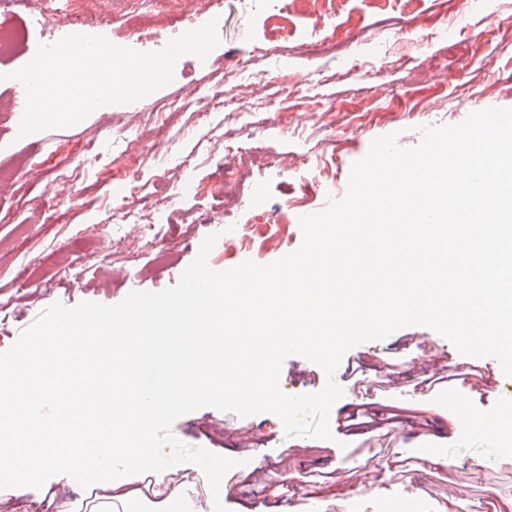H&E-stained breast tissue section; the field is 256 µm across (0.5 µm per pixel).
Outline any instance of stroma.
I'll return each instance as SVG.
<instances>
[{"label": "stroma", "mask_w": 512, "mask_h": 512, "mask_svg": "<svg viewBox=\"0 0 512 512\" xmlns=\"http://www.w3.org/2000/svg\"><path fill=\"white\" fill-rule=\"evenodd\" d=\"M37 9L46 20L32 23L27 49L0 52V168L8 172L0 179V299L9 303L0 352L54 304L113 305L134 290L176 285L203 239L224 229L218 186H244L236 223L262 213L287 225L278 246L247 252L245 259L266 265L300 247V215L345 196L352 164L375 138L393 133L408 149L420 143V127L512 108V0H477L464 21L458 0H224L219 46L203 61L180 58V82L20 139L14 108L26 95L10 74L66 16L108 15L106 38L133 49L140 46L133 22L149 25L158 50L172 39L174 22L210 19L200 0H42L37 8L0 13V27L20 26ZM239 58L248 68L236 74ZM216 84L228 102L222 109L208 101ZM243 126L250 146L268 151L269 165H239L242 142L234 131ZM160 195L174 197L175 206L158 239L140 227L151 221L148 202ZM119 207L128 219L116 217ZM162 250L173 253V263L157 262ZM402 335L426 337L448 356L456 352L430 328L404 327L359 345L369 379L381 372L374 354ZM325 384L317 364L285 359V394L316 393ZM444 398L405 381L378 393V408L400 410L406 419L387 435L376 429L331 440L289 437L273 414L242 418L211 407L179 417L172 432L222 456L235 452L237 433H265L271 455L252 481L262 486L265 473H280L288 492L279 512H379L383 502L409 500L418 512H439L455 493L457 512H473L482 500L507 512L512 461L501 459L491 441L461 437ZM426 446L445 449L448 464L422 461ZM375 464L384 484L378 495L363 489Z\"/></svg>", "instance_id": "obj_1"}]
</instances>
